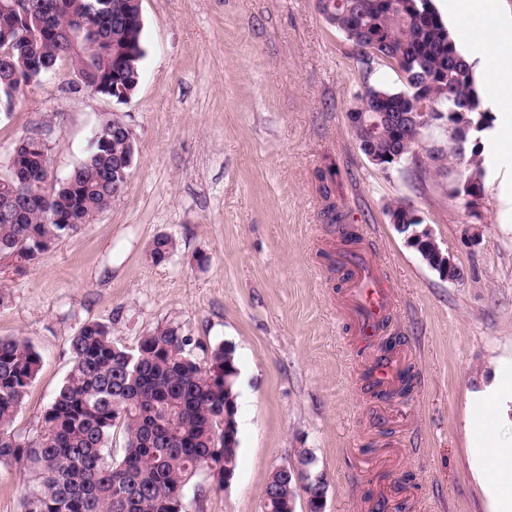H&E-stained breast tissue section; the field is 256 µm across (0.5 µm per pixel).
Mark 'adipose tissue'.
Returning <instances> with one entry per match:
<instances>
[{"label":"adipose tissue","mask_w":512,"mask_h":512,"mask_svg":"<svg viewBox=\"0 0 512 512\" xmlns=\"http://www.w3.org/2000/svg\"><path fill=\"white\" fill-rule=\"evenodd\" d=\"M455 12L479 34L468 39L462 54L475 71L485 76L486 98L499 108L498 126L512 128V17L503 15L499 0H457ZM471 451L474 475L490 500L492 512H512V447L497 443L494 434L475 437Z\"/></svg>","instance_id":"1"}]
</instances>
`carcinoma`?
I'll use <instances>...</instances> for the list:
<instances>
[{
  "instance_id": "obj_1",
  "label": "carcinoma",
  "mask_w": 512,
  "mask_h": 512,
  "mask_svg": "<svg viewBox=\"0 0 512 512\" xmlns=\"http://www.w3.org/2000/svg\"><path fill=\"white\" fill-rule=\"evenodd\" d=\"M17 14L0 5V115L8 116L31 81L56 73L67 61L82 88L121 101L137 90L146 54L141 0H26ZM326 21L350 41L357 60L372 72L382 62L405 81L390 89L365 80L357 93L356 112L375 108L390 121L369 131L353 127L361 145L378 155L417 158L419 132L410 120L415 100L435 121L451 129L448 152L427 151L436 172L448 179L457 196L460 180L474 179L483 195L482 146L474 144L479 123L491 117L479 95L472 67L460 54L432 0H318ZM359 13L364 28L349 26ZM88 142L83 161L51 189L49 148L21 139L13 148L21 185L12 171L0 174V258L17 267L45 258L53 244L77 232L107 210L118 196L112 167L126 161L131 149L112 136L105 115ZM414 208L398 200L387 215L416 224ZM173 249L167 237L153 241L150 258L165 262ZM191 338L169 323L145 333L128 350L103 322L84 324L70 338L72 366L43 415L36 437L13 431V422L41 368L31 340L0 338V462L32 469L37 475L22 501V512H183L184 492L199 469L212 461L235 471L238 430L224 441V411L235 413L234 393L224 378L236 377L234 351L218 344L210 365L191 353ZM411 369L400 372L398 387L380 393L392 398L413 388ZM122 453L112 455L115 430ZM307 495L309 512H321L325 489L315 480L301 488L288 483V472L273 473L264 489L270 512L289 496Z\"/></svg>"
}]
</instances>
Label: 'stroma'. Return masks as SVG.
<instances>
[{
	"mask_svg": "<svg viewBox=\"0 0 512 512\" xmlns=\"http://www.w3.org/2000/svg\"><path fill=\"white\" fill-rule=\"evenodd\" d=\"M146 55L124 103L74 87L69 65L30 87L0 118V173L15 143L35 132L50 145V174L85 156L106 114L136 143L125 191L42 260L0 259V337L29 338L41 369L14 429L37 435L71 367L68 340L85 323L111 324L135 348L171 322L209 364L232 346L238 466L218 484L201 476L185 512H262L273 470L306 448L326 484L324 512H370L387 498L407 512H491L470 465L471 431L512 438V133L489 129L477 214L446 179L405 161L383 169L363 155L347 118L364 78L402 88L387 66L364 74L353 45L317 0H142ZM336 172L331 198L318 174ZM409 200L463 273L441 278L391 224L386 207ZM335 204L361 237L356 249L388 278L386 333L400 337L416 382L383 399L352 376L360 348L342 307L346 245L325 210ZM477 230L478 245L465 242ZM172 239L154 264L156 237ZM34 476L0 465V512H21Z\"/></svg>",
	"mask_w": 512,
	"mask_h": 512,
	"instance_id": "35a3bbf8",
	"label": "stroma"
}]
</instances>
